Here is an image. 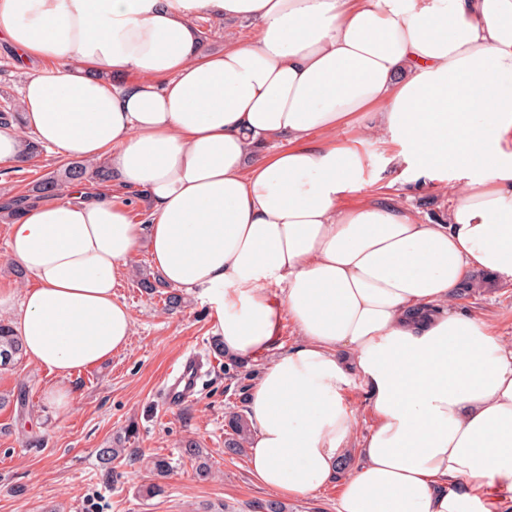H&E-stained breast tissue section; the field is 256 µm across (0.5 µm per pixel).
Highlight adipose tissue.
<instances>
[{
	"label": "adipose tissue",
	"mask_w": 512,
	"mask_h": 512,
	"mask_svg": "<svg viewBox=\"0 0 512 512\" xmlns=\"http://www.w3.org/2000/svg\"><path fill=\"white\" fill-rule=\"evenodd\" d=\"M200 14L256 37L204 51ZM0 37L43 64L22 125L57 158H110L148 204L136 219L84 181L22 208L9 256L33 283L0 306L19 302L30 360L67 378L127 347L117 288L145 243L165 283L201 289L230 356L298 327L247 394L259 487L315 490L355 445L336 512H497L512 343L448 305L469 270L512 281V0H0ZM353 120L395 162L465 177L447 223L343 205L364 160L332 134ZM369 397L367 387L359 379H355L345 393L347 404L355 411L358 417L359 435H365L374 423V418L369 407Z\"/></svg>",
	"instance_id": "1"
}]
</instances>
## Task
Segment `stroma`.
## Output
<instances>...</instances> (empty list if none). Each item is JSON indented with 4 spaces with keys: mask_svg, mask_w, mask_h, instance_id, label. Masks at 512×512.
<instances>
[{
    "mask_svg": "<svg viewBox=\"0 0 512 512\" xmlns=\"http://www.w3.org/2000/svg\"><path fill=\"white\" fill-rule=\"evenodd\" d=\"M39 70L36 64H19L11 47L0 42V110L20 106V86ZM335 138L354 144L365 157L362 186L345 204L389 202L423 223H445L461 185L454 174L393 166L396 145L361 134L354 125L337 129ZM65 167L41 151L22 167L0 165V189L30 194L43 176ZM143 276L155 282L154 291L142 288ZM169 291L158 282L148 251L140 250L119 289L134 321L124 351L65 380L26 358L0 369V395L6 399L0 408V512H253L256 503L270 499V492L254 484L247 455L224 452L225 417L244 413L246 398L213 350L209 307L193 290L184 292L180 308L165 310ZM456 307L512 340V282L480 283L457 297ZM189 352L209 360L206 382L194 403L164 408V377ZM59 384L77 395L64 414L45 401L48 389ZM132 426L136 435L126 437ZM190 440L199 446L200 459L183 455ZM118 441L125 453L112 470H104L98 452ZM157 456L172 465L160 480L149 464ZM201 460L208 463L209 476H198ZM157 481L162 493L147 495L146 486Z\"/></svg>",
    "mask_w": 512,
    "mask_h": 512,
    "instance_id": "35a3bbf8",
    "label": "stroma"
}]
</instances>
